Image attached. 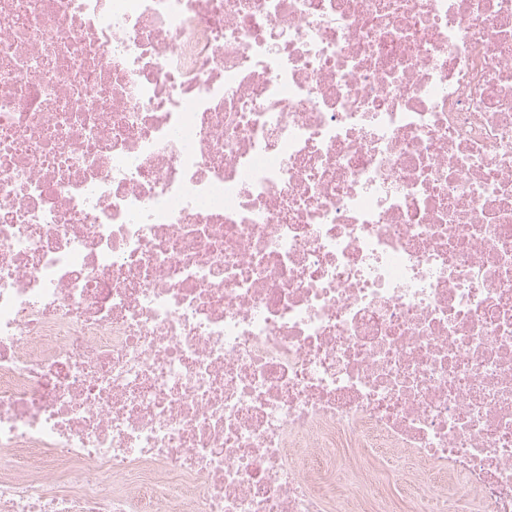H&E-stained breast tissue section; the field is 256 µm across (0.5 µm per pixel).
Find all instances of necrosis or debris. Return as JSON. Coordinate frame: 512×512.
Masks as SVG:
<instances>
[{
	"label": "necrosis or debris",
	"mask_w": 512,
	"mask_h": 512,
	"mask_svg": "<svg viewBox=\"0 0 512 512\" xmlns=\"http://www.w3.org/2000/svg\"><path fill=\"white\" fill-rule=\"evenodd\" d=\"M0 512H512V0H0Z\"/></svg>",
	"instance_id": "4bbe7bcc"
}]
</instances>
